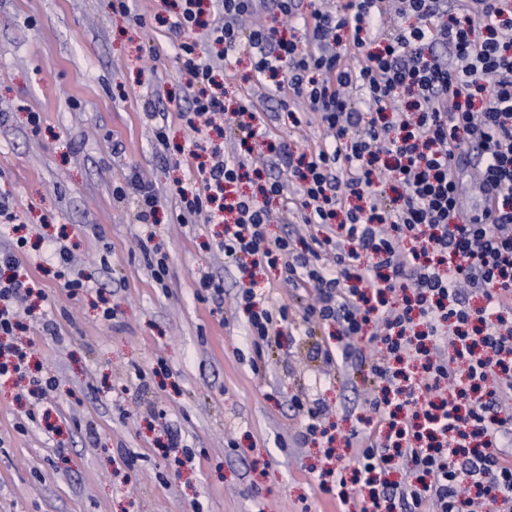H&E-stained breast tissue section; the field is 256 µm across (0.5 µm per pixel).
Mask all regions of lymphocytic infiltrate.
<instances>
[{"instance_id":"lymphocytic-infiltrate-1","label":"lymphocytic infiltrate","mask_w":512,"mask_h":512,"mask_svg":"<svg viewBox=\"0 0 512 512\" xmlns=\"http://www.w3.org/2000/svg\"><path fill=\"white\" fill-rule=\"evenodd\" d=\"M179 35V72L189 89L182 117L200 148L208 129L235 125L262 138L286 179L258 197L227 200L242 177L239 156L213 155L195 183L176 184L182 222H224L220 247L241 269L270 268L300 290L291 307L254 287L238 295L245 337L260 372L284 324L336 326L325 363L368 369L375 424L356 434L359 512H512V6L507 0H346L337 10H298L297 0H161ZM280 14L289 35L247 16ZM217 45L203 55L201 42ZM247 49L256 80L280 105L301 98L329 135L299 152L261 128L246 94L224 103L218 72ZM365 93V108L349 89ZM479 155L475 174L456 167ZM479 200L465 210L464 178ZM299 186L297 196L286 182ZM300 215L312 233L295 243L270 235L274 209ZM16 252L0 253V337L24 326L16 306L31 289ZM480 294V306L468 297ZM368 339L371 350L358 342ZM410 474H386L392 461ZM337 475V486H345Z\"/></svg>"}]
</instances>
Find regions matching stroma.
Listing matches in <instances>:
<instances>
[{
  "mask_svg": "<svg viewBox=\"0 0 512 512\" xmlns=\"http://www.w3.org/2000/svg\"><path fill=\"white\" fill-rule=\"evenodd\" d=\"M113 2L0 0V202L25 226L36 284L17 341L56 380L51 432L28 382L0 381V512H354L357 484L326 494L320 482L352 465L346 441L372 415L368 374L319 376L314 351L336 334L328 324L283 326L264 371L252 372L241 275L218 246L224 227L176 220L171 190L192 162L178 38L158 20L159 0H126L125 15ZM249 69L240 51L226 89L249 91L272 135L313 147L320 128L292 127ZM157 123L168 147L152 137ZM136 173L160 197L156 225L136 221L133 196L113 193ZM151 236L168 256L160 284L140 246ZM61 244L71 254L63 278L53 272ZM203 273L222 287L221 304L199 300ZM69 278L83 289L70 292ZM300 387L328 407L337 459L300 442ZM171 430L190 462L164 456Z\"/></svg>",
  "mask_w": 512,
  "mask_h": 512,
  "instance_id": "35a3bbf8",
  "label": "stroma"
}]
</instances>
